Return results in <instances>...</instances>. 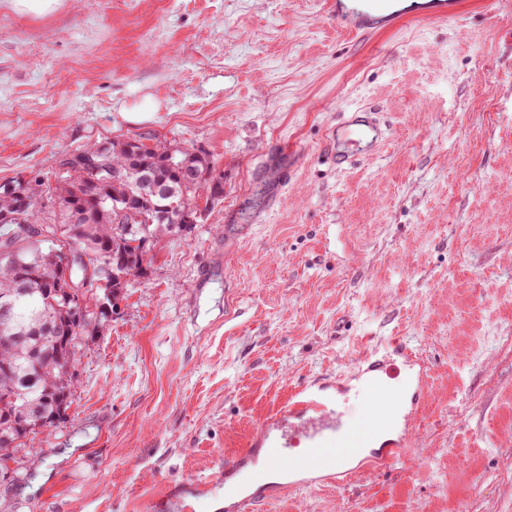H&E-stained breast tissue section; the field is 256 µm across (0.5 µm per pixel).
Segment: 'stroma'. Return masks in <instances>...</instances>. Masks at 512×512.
<instances>
[{"instance_id": "obj_1", "label": "stroma", "mask_w": 512, "mask_h": 512, "mask_svg": "<svg viewBox=\"0 0 512 512\" xmlns=\"http://www.w3.org/2000/svg\"><path fill=\"white\" fill-rule=\"evenodd\" d=\"M326 3L0 0V182L126 137L224 175L84 339L67 417L20 451L36 478L0 486V512H224L226 486L182 485L293 386L390 345L427 368L408 455L261 512H512V0L357 35ZM369 110L381 146L337 167L330 131Z\"/></svg>"}]
</instances>
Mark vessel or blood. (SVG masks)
I'll return each instance as SVG.
<instances>
[{
  "mask_svg": "<svg viewBox=\"0 0 512 512\" xmlns=\"http://www.w3.org/2000/svg\"><path fill=\"white\" fill-rule=\"evenodd\" d=\"M328 12L354 32L365 28L389 30L407 15L421 20L456 18L461 13V3L460 0H418L417 4L399 9L393 0H356L349 8L342 0H330ZM381 138V127L370 113L354 115L340 134L337 164H349L369 156ZM394 354L407 368L405 383L398 389L384 386L379 374L387 360L373 355L364 358L365 369L354 380L338 385L327 382L294 386L287 402L271 414L257 441L225 459V478H233L244 470L249 477L246 486L234 488L228 495L224 512H255L263 502L286 488L295 487L296 476L339 470L354 456L367 455V465L371 468L399 460L405 452L412 419L426 397L427 370L424 361L407 348H396ZM356 387L382 397L393 416L391 438L379 440L373 419L356 425L337 419L339 397ZM301 439L306 442V450L294 454L293 449ZM274 473L283 476V483L271 482Z\"/></svg>",
  "mask_w": 512,
  "mask_h": 512,
  "instance_id": "1",
  "label": "vessel or blood"
}]
</instances>
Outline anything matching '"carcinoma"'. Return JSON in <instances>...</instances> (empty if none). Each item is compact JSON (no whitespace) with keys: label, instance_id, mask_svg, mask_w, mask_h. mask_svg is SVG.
I'll return each instance as SVG.
<instances>
[{"label":"carcinoma","instance_id":"obj_1","mask_svg":"<svg viewBox=\"0 0 512 512\" xmlns=\"http://www.w3.org/2000/svg\"><path fill=\"white\" fill-rule=\"evenodd\" d=\"M80 155L102 164L77 166L62 161L54 186L39 177L17 178L18 194L0 195V303L12 313L0 318V461L14 459L25 439L56 427L77 388L73 376L85 336L109 321L108 309L128 286V278L146 274L148 248L137 242L177 233L173 217L182 201L206 211L224 197V175L209 154L138 138L95 143ZM122 171L109 192L127 198L121 218L112 207L79 200L74 190L90 192L101 174ZM47 197L51 209L37 208ZM54 225L59 237H41L38 229ZM116 267L112 288H85L70 298L61 286L78 285L106 264Z\"/></svg>","mask_w":512,"mask_h":512}]
</instances>
